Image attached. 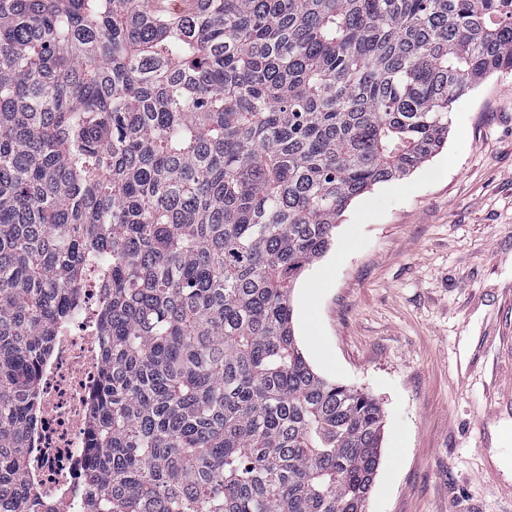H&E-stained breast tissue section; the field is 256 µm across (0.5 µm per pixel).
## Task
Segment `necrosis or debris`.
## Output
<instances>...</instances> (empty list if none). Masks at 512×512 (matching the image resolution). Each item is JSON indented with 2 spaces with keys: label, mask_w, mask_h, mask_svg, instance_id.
<instances>
[{
  "label": "necrosis or debris",
  "mask_w": 512,
  "mask_h": 512,
  "mask_svg": "<svg viewBox=\"0 0 512 512\" xmlns=\"http://www.w3.org/2000/svg\"><path fill=\"white\" fill-rule=\"evenodd\" d=\"M100 300V289H82L76 313L55 336L40 367L26 473L35 491L38 512L86 509L84 475L90 406L101 377L103 338L94 322Z\"/></svg>",
  "instance_id": "4bbe7bcc"
}]
</instances>
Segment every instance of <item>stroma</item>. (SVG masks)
I'll return each mask as SVG.
<instances>
[{
  "label": "stroma",
  "mask_w": 512,
  "mask_h": 512,
  "mask_svg": "<svg viewBox=\"0 0 512 512\" xmlns=\"http://www.w3.org/2000/svg\"><path fill=\"white\" fill-rule=\"evenodd\" d=\"M351 201L292 293L313 370L384 409L367 512H512V71Z\"/></svg>",
  "instance_id": "1"
}]
</instances>
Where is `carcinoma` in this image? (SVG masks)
I'll return each mask as SVG.
<instances>
[{
	"instance_id": "obj_1",
	"label": "carcinoma",
	"mask_w": 512,
	"mask_h": 512,
	"mask_svg": "<svg viewBox=\"0 0 512 512\" xmlns=\"http://www.w3.org/2000/svg\"><path fill=\"white\" fill-rule=\"evenodd\" d=\"M503 70L512 0H0V512L91 280L86 512H366L383 408L311 368L291 292Z\"/></svg>"
}]
</instances>
